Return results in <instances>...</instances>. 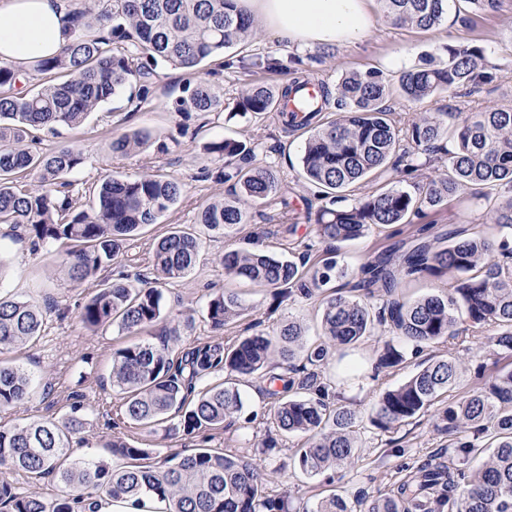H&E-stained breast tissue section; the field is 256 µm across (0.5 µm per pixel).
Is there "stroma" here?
Returning a JSON list of instances; mask_svg holds the SVG:
<instances>
[{"label":"stroma","mask_w":512,"mask_h":512,"mask_svg":"<svg viewBox=\"0 0 512 512\" xmlns=\"http://www.w3.org/2000/svg\"><path fill=\"white\" fill-rule=\"evenodd\" d=\"M461 42L483 49L491 80L476 88L458 87L436 101L421 104L392 92L385 105L394 112L400 127H407L412 119L425 112H449L462 118L472 112L512 106V0H502L498 9L488 12L462 11L457 5H449L444 19L429 30L393 25L377 7L373 10V24L361 42L333 48L281 40L262 25H255L251 42L227 50L223 63L211 65L210 82L224 96L222 112H194L184 116L170 111L169 105L181 95L186 77L181 71L168 69L155 82L147 102L126 95L116 98L91 113L79 128L63 127L55 135L40 133L36 147L45 151L70 145L85 154L84 166L72 176L81 188L78 202L82 205L91 198L97 180L113 172L135 176L157 171L183 184L185 193L178 203L159 223L148 226L135 237L125 255L113 265L112 276L119 279L148 271L156 238L175 224L195 227L201 206L216 196L231 193V183L205 177L204 169L209 161L204 145L218 137L245 144L251 151L252 164L268 166L279 173L281 191L275 199L249 203L250 220L234 233L201 232L197 263L188 276L169 285L164 313L175 320L190 319L191 325L184 329L182 336L186 345L201 337L229 346L238 337L250 333H274L281 322L290 319L300 320L313 341L321 332L320 296L298 295L288 305L271 309L270 289L231 279L220 261L225 252L252 244L265 253L294 260L307 256L315 261L326 250L315 234L314 224L307 219L321 205L300 164L307 132L286 130L272 112L256 117L234 109L245 86H280L287 81L288 74L278 69H245L240 61L258 55L288 59L331 88L346 73L366 69L381 70L394 83L403 71L422 65L429 57L443 59L448 45ZM130 130L150 132L153 145L125 158L113 156V137ZM160 141L167 146L162 154L155 148ZM424 222L439 232L453 226L487 237L498 234L486 203L464 197L440 211L428 213L425 218H413L400 229L378 228L364 239L342 244L344 266L355 268L367 254L397 241L413 243L417 227ZM0 256L9 264V274L0 282V288L48 307L43 336L20 351L10 352L9 357L35 380L50 382L46 391L35 392L18 406L0 411V424L14 426L37 418H57L69 413L77 402L85 420V427L77 436L81 456L107 457L106 445L116 436L138 447L154 449L163 456L184 448H227L252 458L267 471L269 494L291 493L300 507L314 503L332 487L340 490L350 504L362 503L377 491L401 481L420 462L447 460L448 435L436 426L439 412L448 403L466 396L482 376L492 375L497 369V356L492 348L469 335L407 353L403 365L382 371L375 378L367 368L374 365L384 341L389 339L388 326H377L373 335L353 350L343 353L329 347L319 371L331 385L336 400L353 410L361 422L359 457L351 466L337 471L334 481L322 477L307 479L294 473L288 465L297 438L281 439L275 453L261 451L263 441L274 431L267 419L274 399L265 379L256 376L242 379L243 410L231 426L221 430L172 436L161 426L151 430L122 420L119 416L122 401L109 380L112 354L135 343V336L114 326L96 335L83 328L79 321L80 308L96 285L73 283L54 250L32 247L28 240L12 238L2 228ZM233 287L240 292L247 312L224 328H213L204 317L206 304L214 294ZM447 353L458 359L463 374L428 411L387 431L369 423L368 417L380 392L402 383L430 360Z\"/></svg>","instance_id":"obj_1"}]
</instances>
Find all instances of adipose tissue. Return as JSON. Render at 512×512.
<instances>
[{"mask_svg":"<svg viewBox=\"0 0 512 512\" xmlns=\"http://www.w3.org/2000/svg\"><path fill=\"white\" fill-rule=\"evenodd\" d=\"M238 9L295 42L326 48L359 41L371 0H235ZM66 0H0V58L19 66L57 54L70 37Z\"/></svg>","mask_w":512,"mask_h":512,"instance_id":"1","label":"adipose tissue"}]
</instances>
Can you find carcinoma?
Masks as SVG:
<instances>
[{
    "mask_svg": "<svg viewBox=\"0 0 512 512\" xmlns=\"http://www.w3.org/2000/svg\"><path fill=\"white\" fill-rule=\"evenodd\" d=\"M100 7L72 10L73 30L63 51L38 60L33 70L43 82L25 94L16 92L24 71L0 60V224L22 230L35 245L63 246V264L70 280L93 279L98 291L79 312L85 329L105 326L122 331H155L159 342L143 341L112 353L110 382L122 395L121 412L137 425L152 427L177 419L171 430L192 435L224 426L243 408L236 380L265 372L272 355L290 374L270 413L271 423L288 436L305 441L291 457L293 469L314 477L352 464L357 455L356 415L334 405L329 384L315 368L326 357L324 344L308 342L303 325L290 320L276 339L255 333L230 346L198 338L185 350L179 326L162 323L164 286L184 277L196 263L200 240L191 230L172 227L154 242L152 275L139 274L137 284L116 281L109 270L128 240L158 223L184 193V185L158 172L134 178L101 180L87 208L76 203L80 190L67 176L85 163L84 154L69 146L49 153L28 144L31 130L78 128L107 101L136 90L146 100L162 71L174 68L196 80L195 87L175 98L179 113L222 112L224 99L212 88L203 65L252 36V24L237 10L235 0H96ZM385 15L401 25L429 30L440 24L448 0H381ZM491 79L480 47L450 45L445 59H432L405 71L399 91L408 100L426 102L464 85ZM303 76H293L279 88L250 85L236 101L244 114H264L278 102L297 95ZM390 84L379 70L351 72L336 85L342 112L319 127V116L331 92L322 87L321 102L305 111L282 112L288 130L311 128L302 156V173L326 193L343 192L371 174L388 170L390 157L400 150L413 157L439 150L447 136L445 173L410 191L391 186L357 198L344 209L323 207L314 215L317 236L329 244L323 258L310 264L279 259L262 251L238 249L224 254L225 271L273 289L275 307L288 304L295 293L317 291L322 335L332 344L354 348L374 329L390 326L396 338L384 342L378 368L392 369L406 360L405 348H423L471 334L501 354L512 357V266L495 253L512 255V107L473 112L447 126V114L419 115L405 133L384 105ZM151 140L141 130L112 139V154H136ZM216 163L219 181H237L239 192L207 204L197 223L224 234L248 223L245 204L269 200L278 191L277 174L265 166L244 170L236 158L247 147L234 139H215L204 148ZM503 195L489 212L501 237L450 231L431 242L394 247L369 256L355 273L351 288L364 291L366 301L328 290L345 276L335 244L360 239L374 226L411 223L412 216L448 205L464 195L488 198L487 189ZM429 275L453 277L447 292L402 301L399 280ZM380 290L386 299L376 307L371 299ZM245 312L230 291L207 303V318L220 329ZM47 311L41 306L0 292V354L35 342L42 335ZM305 365L298 368L297 358ZM452 355L437 359L399 386L385 390L375 403L370 423L389 430L412 420L434 404L458 379ZM32 379L23 368L0 359V408L25 401ZM78 409L60 419L0 426V468H14L39 478H52L59 492L51 497L24 495L0 482V512H96L99 497L126 499L139 506L143 497L172 503V512H297L286 496L265 491L267 474L253 460L227 449L190 448L142 465L148 448L121 437L107 445L114 456L130 460L111 468L73 456V439L82 428ZM452 448L448 462H427L388 492L371 499L362 512H512V367L486 379L438 416ZM303 512H353L338 493L322 498Z\"/></svg>",
    "mask_w": 512,
    "mask_h": 512,
    "instance_id": "1",
    "label": "carcinoma"
}]
</instances>
